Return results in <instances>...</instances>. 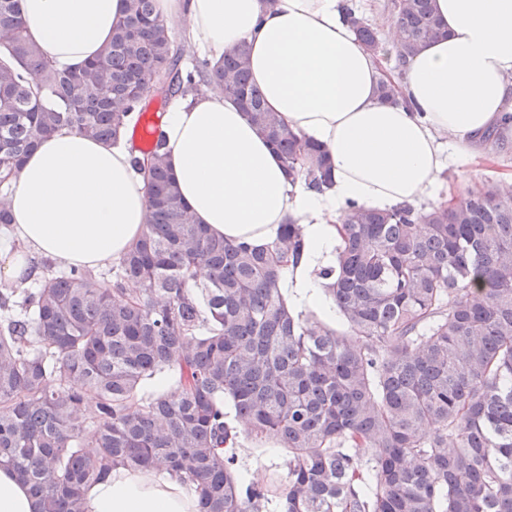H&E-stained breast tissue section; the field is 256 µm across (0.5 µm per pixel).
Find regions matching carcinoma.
I'll return each mask as SVG.
<instances>
[{
    "label": "carcinoma",
    "instance_id": "carcinoma-1",
    "mask_svg": "<svg viewBox=\"0 0 512 512\" xmlns=\"http://www.w3.org/2000/svg\"><path fill=\"white\" fill-rule=\"evenodd\" d=\"M100 53L57 67L29 41L19 0H0V226L11 178L61 129L116 141L151 97L210 92L238 103L291 183L332 184L327 152L265 106L249 46L182 69L186 45L154 0H125ZM394 69L447 35L433 0H389ZM368 52L378 29L348 4ZM381 100L398 103L386 79ZM130 149L147 180L142 236L110 267L56 269L1 288L0 469L37 512H85L111 470L167 474L199 512H512V193L496 182L429 209L351 206L320 270L338 330L296 312L280 283L305 251L290 220L267 247L195 222L163 128ZM207 270L205 278L197 270ZM175 386L150 388L160 374ZM288 449V481L237 469L240 431Z\"/></svg>",
    "mask_w": 512,
    "mask_h": 512
}]
</instances>
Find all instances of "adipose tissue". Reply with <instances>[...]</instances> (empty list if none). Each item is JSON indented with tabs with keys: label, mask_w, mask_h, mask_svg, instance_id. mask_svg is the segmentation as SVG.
<instances>
[{
	"label": "adipose tissue",
	"mask_w": 512,
	"mask_h": 512,
	"mask_svg": "<svg viewBox=\"0 0 512 512\" xmlns=\"http://www.w3.org/2000/svg\"><path fill=\"white\" fill-rule=\"evenodd\" d=\"M342 0H155L212 59L245 41L269 111L328 152L333 184H290L279 159L233 100L202 93L163 119L167 159L196 223L231 242L268 246L281 224L303 227L306 252L280 284L289 302L336 310L317 272L336 260L337 216L351 205L389 210L425 199L437 177L482 152V137L512 114V0H434L447 36L409 59L405 99L381 102L379 59L342 19ZM28 37L57 65L97 55L124 17V0H21ZM10 238L0 280L26 283L29 257L101 267L123 255L146 222L143 175L126 141L62 131L42 140L13 176ZM86 512H198L195 494L155 472L112 470L85 491Z\"/></svg>",
	"instance_id": "1"
}]
</instances>
